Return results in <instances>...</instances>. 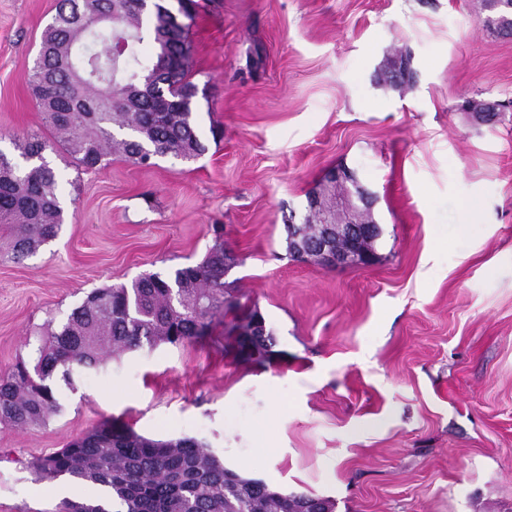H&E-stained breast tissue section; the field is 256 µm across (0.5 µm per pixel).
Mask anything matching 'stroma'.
Listing matches in <instances>:
<instances>
[{
    "label": "stroma",
    "instance_id": "35a3bbf8",
    "mask_svg": "<svg viewBox=\"0 0 512 512\" xmlns=\"http://www.w3.org/2000/svg\"><path fill=\"white\" fill-rule=\"evenodd\" d=\"M192 80L206 152L101 171L47 152L65 220L15 259L0 235V375L93 290L200 261L224 227L226 281L259 306L274 355L221 331L112 356L59 387L46 426H0V512L97 490L33 458L103 420L192 437L229 469L334 512H512V35L485 0H196ZM59 0H0V151L47 135L29 69ZM407 56L413 84L379 81ZM345 166L374 193L377 261L290 257L286 227ZM440 237V247L430 244Z\"/></svg>",
    "mask_w": 512,
    "mask_h": 512
}]
</instances>
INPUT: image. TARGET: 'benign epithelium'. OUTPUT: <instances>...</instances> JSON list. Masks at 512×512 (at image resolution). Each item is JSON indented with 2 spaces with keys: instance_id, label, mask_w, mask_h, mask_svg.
I'll use <instances>...</instances> for the list:
<instances>
[{
  "instance_id": "1",
  "label": "benign epithelium",
  "mask_w": 512,
  "mask_h": 512,
  "mask_svg": "<svg viewBox=\"0 0 512 512\" xmlns=\"http://www.w3.org/2000/svg\"><path fill=\"white\" fill-rule=\"evenodd\" d=\"M324 182L342 188L338 197L321 205L323 191L315 189L308 196L309 211L317 224L336 225V235L324 234L316 248H309L301 234L294 236V255L302 261H315L326 268L368 266L376 259V252L361 246L362 238L371 234L373 223L366 221L372 211L375 196L359 182L356 174L345 167L331 170ZM346 236L351 244L341 249L335 239Z\"/></svg>"
}]
</instances>
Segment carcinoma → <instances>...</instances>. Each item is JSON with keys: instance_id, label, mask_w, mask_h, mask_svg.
Here are the masks:
<instances>
[{"instance_id": "carcinoma-1", "label": "carcinoma", "mask_w": 512, "mask_h": 512, "mask_svg": "<svg viewBox=\"0 0 512 512\" xmlns=\"http://www.w3.org/2000/svg\"><path fill=\"white\" fill-rule=\"evenodd\" d=\"M168 9L169 0H60L29 78L52 139L18 140L21 163L0 151V231L9 234L15 257L36 251L63 223L57 175L45 157L50 145L86 170L105 168L113 153L150 167L156 156L192 160L205 152L192 116L194 10L176 23ZM147 81L142 107L125 111L127 91ZM226 254L218 233L196 264L88 294L33 363L20 361L0 378V424L45 426L61 411L59 384L73 387L115 352L183 345L207 336L216 322L236 323L224 310L239 303L224 287ZM224 339L248 359H263L274 346L269 329L248 345L229 333ZM30 467L42 480L101 488L100 498L65 500L57 512H331L326 499L274 491L226 468L194 438L153 440L110 420Z\"/></svg>"}]
</instances>
